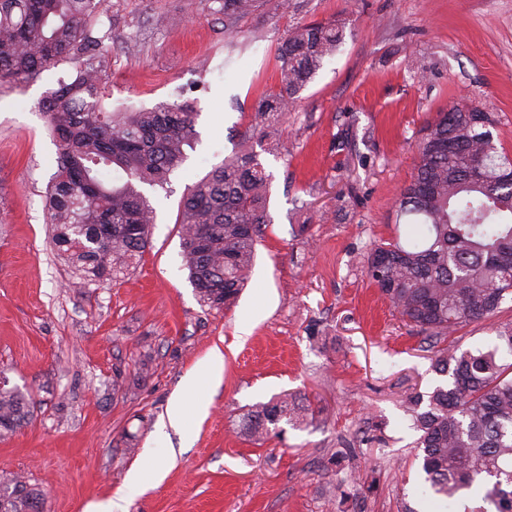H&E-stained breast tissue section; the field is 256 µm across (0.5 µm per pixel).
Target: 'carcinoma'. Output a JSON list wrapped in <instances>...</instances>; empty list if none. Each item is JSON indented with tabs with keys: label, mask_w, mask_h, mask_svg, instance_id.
I'll use <instances>...</instances> for the list:
<instances>
[{
	"label": "carcinoma",
	"mask_w": 512,
	"mask_h": 512,
	"mask_svg": "<svg viewBox=\"0 0 512 512\" xmlns=\"http://www.w3.org/2000/svg\"><path fill=\"white\" fill-rule=\"evenodd\" d=\"M225 22L254 10L257 0H216ZM104 0H0V82L19 86L65 63L75 68L37 103L55 138L57 172L49 187L53 244L86 283L115 281L150 243L155 211L142 187L166 188L197 139L193 101L109 112L99 83L108 34L96 26ZM335 22L300 24L278 44L280 89L255 111L279 116L343 42ZM454 103L436 113L416 147V164L397 201L405 240L371 249L366 274L401 318L444 339L464 324L491 319L512 295V156L497 146L493 114L470 123ZM484 179H467L473 167ZM270 176L242 142L183 195L179 224L184 268L211 308L228 309L247 284L256 245L268 223ZM497 344L457 353L437 350L434 368L445 387L410 398L421 435L420 464L433 494L453 504L485 481L482 500L512 512V323L496 328ZM32 402L0 387V438L27 424ZM311 407L292 394L254 407L241 423L257 440L281 421L300 426ZM0 512H45V498L26 478L0 485Z\"/></svg>",
	"instance_id": "1"
}]
</instances>
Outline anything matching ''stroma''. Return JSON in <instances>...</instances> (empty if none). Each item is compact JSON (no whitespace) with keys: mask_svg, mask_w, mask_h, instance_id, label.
I'll return each instance as SVG.
<instances>
[{"mask_svg":"<svg viewBox=\"0 0 512 512\" xmlns=\"http://www.w3.org/2000/svg\"><path fill=\"white\" fill-rule=\"evenodd\" d=\"M334 20L344 41L297 107L258 116L259 96L279 89L278 43ZM99 25L111 33L106 108L193 99L198 140L169 190L146 191L157 219L141 260L86 284L54 250L45 210L57 147L36 105L63 70L0 86V386L33 399L30 422L0 438V483L22 475L47 512H91L147 451L171 448L175 465L128 512H430L405 402L449 378L365 262L395 234L436 112L464 101L494 113L512 154V0H259L230 26L217 0H106ZM245 138L272 176L270 222L236 305L209 308L183 267L180 200ZM498 321L512 323L511 298L496 320L460 328L455 347L493 346ZM215 349L209 411L181 440L168 403ZM287 392L305 395L313 422L249 439L243 416Z\"/></svg>","mask_w":512,"mask_h":512,"instance_id":"stroma-1","label":"stroma"}]
</instances>
